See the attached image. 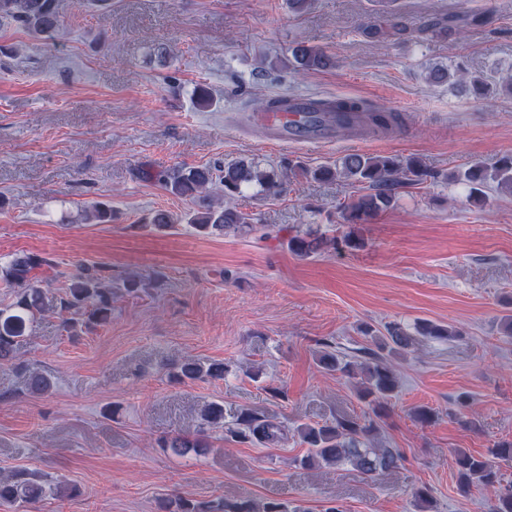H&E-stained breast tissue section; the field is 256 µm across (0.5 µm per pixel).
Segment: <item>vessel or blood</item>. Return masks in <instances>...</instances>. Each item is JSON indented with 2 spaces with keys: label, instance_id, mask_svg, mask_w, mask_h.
Instances as JSON below:
<instances>
[{
  "label": "vessel or blood",
  "instance_id": "obj_1",
  "mask_svg": "<svg viewBox=\"0 0 512 512\" xmlns=\"http://www.w3.org/2000/svg\"><path fill=\"white\" fill-rule=\"evenodd\" d=\"M309 99L307 96L293 97L286 110L280 112H263L253 118L254 124L259 127L266 139L274 143L296 141H323L329 139L334 121L324 118L319 131H311L308 127Z\"/></svg>",
  "mask_w": 512,
  "mask_h": 512
}]
</instances>
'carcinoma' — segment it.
Wrapping results in <instances>:
<instances>
[{"label":"carcinoma","mask_w":512,"mask_h":512,"mask_svg":"<svg viewBox=\"0 0 512 512\" xmlns=\"http://www.w3.org/2000/svg\"><path fill=\"white\" fill-rule=\"evenodd\" d=\"M63 12L62 0H0V20H9L30 33L50 39L58 30ZM490 15L481 11L432 19L422 31L435 36L462 34L464 27L486 24ZM333 58L325 50L297 42L289 48V55L270 63L272 70L304 71L324 69L333 65ZM427 80L433 84H457L476 96H491L499 91L512 94V75L507 83L489 80L483 74L470 73L460 64L455 66L434 65L428 69ZM197 109L213 106L212 92L199 84L193 91ZM351 112L356 115L355 127L375 134L396 132L402 127L398 113L375 106L364 99L322 97L314 100L312 120L326 114ZM303 173L317 181H329L340 176L359 187V194L339 207L344 224H366L375 215L390 208L396 201V190L407 184H420L436 177L415 157L368 156L351 154L336 165L305 169ZM165 189L176 197L190 202L184 215L175 217L164 209L153 210L142 223L156 230H164L173 224L186 222L202 235H228L250 233L267 226L254 224L252 214L232 205L236 196L251 185H259L271 194L283 191V181L273 169H263L254 162L244 160L224 165L221 174L210 166L176 167L159 175ZM449 180L462 185L468 191V199L482 200L486 190H506L512 194V155L503 156L487 164L474 161L449 176ZM87 219L96 224H110L115 213L108 202L91 203L85 211ZM336 246V239H327L320 230L309 228L288 237V250L300 257L316 253L326 245ZM42 265L36 255L17 256L0 265V280L17 288L13 302L0 308V366L11 361L14 353L32 333L37 319L49 311L62 315L61 326L71 332L79 324L106 326L112 320V277L103 274L97 266H85L72 277L64 295L57 298L35 279L34 270ZM386 334L374 338L375 348L363 351V360H344L326 342L317 362L327 372H339L347 377L359 369L365 382L358 392L359 398L369 411L361 415H336L331 421L305 424L298 428L299 436L308 451L298 463L303 467L322 464H349L355 469L372 474L379 470L397 467L402 455L396 448H374L371 441L379 433V423L384 414V403L397 391L398 380L390 358L412 345L413 337L408 328L390 323ZM421 336L447 339L457 332L445 326L425 321L416 324ZM25 387L32 395H42L51 387L50 378L40 370L22 366ZM227 369L222 363L203 364L186 360L169 371L171 380L190 383L211 378L222 379ZM221 430L231 440L252 447L272 448L288 441V429L276 418L257 410L246 409L227 422L224 404L212 402L200 412L199 424L193 436H176L163 443V447L186 458H198L206 454L208 446L205 433ZM512 455V443H499L487 454L474 456L465 451L455 454L460 490L466 492L472 486H498L492 512H512V485L501 484L496 460ZM76 488L58 482L48 476L25 468L0 473V503H8L26 509L47 497L61 498L75 493ZM159 512H308L301 506L288 508L274 502H230L218 498L206 503H196L183 497L165 498L158 506Z\"/></svg>","instance_id":"carcinoma-1"}]
</instances>
